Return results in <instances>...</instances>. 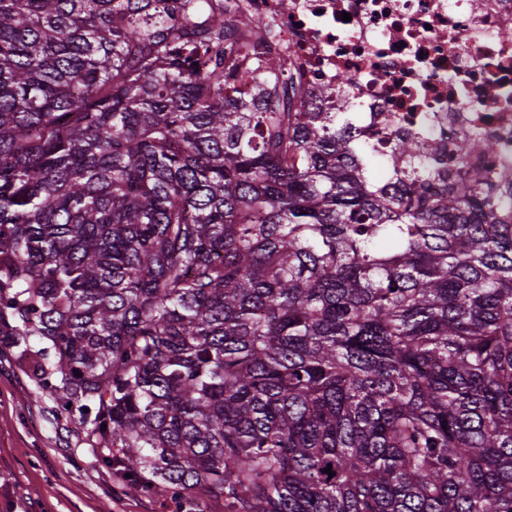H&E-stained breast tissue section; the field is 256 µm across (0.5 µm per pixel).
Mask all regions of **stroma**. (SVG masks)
Wrapping results in <instances>:
<instances>
[{"instance_id":"stroma-1","label":"stroma","mask_w":512,"mask_h":512,"mask_svg":"<svg viewBox=\"0 0 512 512\" xmlns=\"http://www.w3.org/2000/svg\"><path fill=\"white\" fill-rule=\"evenodd\" d=\"M83 427L56 415L16 354L0 356V512H174L166 493L124 495Z\"/></svg>"}]
</instances>
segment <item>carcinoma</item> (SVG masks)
<instances>
[{"instance_id":"cac0c4a2","label":"carcinoma","mask_w":512,"mask_h":512,"mask_svg":"<svg viewBox=\"0 0 512 512\" xmlns=\"http://www.w3.org/2000/svg\"><path fill=\"white\" fill-rule=\"evenodd\" d=\"M224 26L0 0V340L179 510L512 512V174L377 185Z\"/></svg>"}]
</instances>
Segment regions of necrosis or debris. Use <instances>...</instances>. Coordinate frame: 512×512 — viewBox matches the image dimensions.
Segmentation results:
<instances>
[{"mask_svg":"<svg viewBox=\"0 0 512 512\" xmlns=\"http://www.w3.org/2000/svg\"><path fill=\"white\" fill-rule=\"evenodd\" d=\"M241 7L317 108L347 102L386 178L401 138L423 141L439 182L512 170V0H230L228 15Z\"/></svg>","mask_w":512,"mask_h":512,"instance_id":"necrosis-or-debris-1","label":"necrosis or debris"}]
</instances>
